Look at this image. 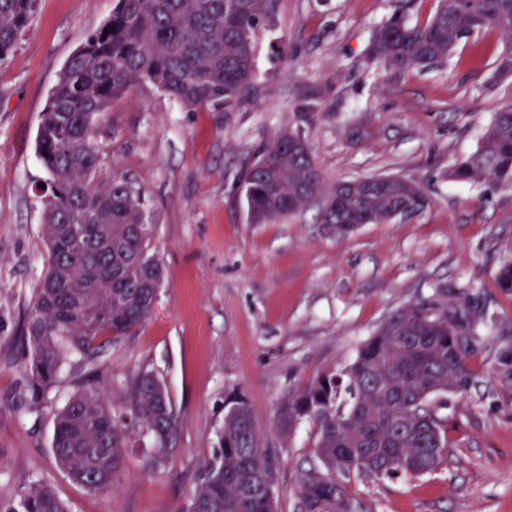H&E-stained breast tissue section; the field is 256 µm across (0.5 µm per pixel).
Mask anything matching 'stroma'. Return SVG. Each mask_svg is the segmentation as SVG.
I'll use <instances>...</instances> for the list:
<instances>
[{
    "label": "stroma",
    "instance_id": "1",
    "mask_svg": "<svg viewBox=\"0 0 512 512\" xmlns=\"http://www.w3.org/2000/svg\"><path fill=\"white\" fill-rule=\"evenodd\" d=\"M114 5L36 0L0 61V512H19L36 483L69 512H179L239 400L278 456V512H298L316 426L305 421L278 438L281 401L344 371L391 313L435 299L497 322L468 349L476 386L433 401L448 428V459L432 474L367 478L353 491L369 512H512V370L498 361L512 346V293L495 280L512 261V188L448 178L493 114L512 104V79H494L501 43L487 32L424 70L366 60L393 13L421 24L435 0H276L255 38L252 89L234 111L190 110L150 87L114 101L96 122L97 177L143 188L154 219L149 253L164 281L145 323L107 344L96 364L68 360L55 386L33 396L25 324L49 260L38 125L66 60ZM287 128L305 136L326 180L401 176L430 206L343 238L326 234L313 208L249 223L245 173ZM143 372L169 394V458L151 467V440L131 431L111 490L89 493L56 462L54 416L84 379L125 418Z\"/></svg>",
    "mask_w": 512,
    "mask_h": 512
}]
</instances>
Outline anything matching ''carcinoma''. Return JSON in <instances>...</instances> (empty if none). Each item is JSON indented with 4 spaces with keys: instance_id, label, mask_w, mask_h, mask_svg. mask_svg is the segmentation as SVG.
<instances>
[{
    "instance_id": "obj_1",
    "label": "carcinoma",
    "mask_w": 512,
    "mask_h": 512,
    "mask_svg": "<svg viewBox=\"0 0 512 512\" xmlns=\"http://www.w3.org/2000/svg\"><path fill=\"white\" fill-rule=\"evenodd\" d=\"M36 0H0V60L28 24ZM275 0H116L112 15L66 61L38 128L37 149L47 174L43 234L49 265L27 321L31 372L37 393L57 382L62 365L77 357L94 362L102 348L132 333L154 309L163 280L148 256L152 222L142 188L124 177L99 182L95 117L133 90L150 86L185 108L235 110L255 75L253 45ZM502 44L495 67L512 77V0H437L433 16L410 24L393 14L374 34L373 58L398 70L445 62L456 45L484 31ZM299 133L285 129L247 170L243 186L252 224H274L317 207L318 222L380 224L394 212L414 215L430 205L414 181L394 175L328 183ZM452 180L512 186V105L495 113L476 150L449 171ZM300 197V205L274 203ZM83 224L91 245L78 249L69 225ZM498 287L512 292V262L497 270ZM483 321L459 304L433 300L392 313L340 375L324 374L286 397L278 429L288 436L294 415L317 425V465L298 487L299 512H366L352 493L370 477L421 476L447 456L444 420L431 400L464 395L475 385L466 361L468 342ZM130 421L150 436L151 465H162L174 414L164 385L140 374L130 393ZM128 430L105 393L76 392L55 415L52 448L73 480L92 493L112 489ZM261 435L249 406L230 409L218 448L188 498L196 512H267L249 492L275 454L252 453ZM23 512H67L47 485L30 487Z\"/></svg>"
}]
</instances>
